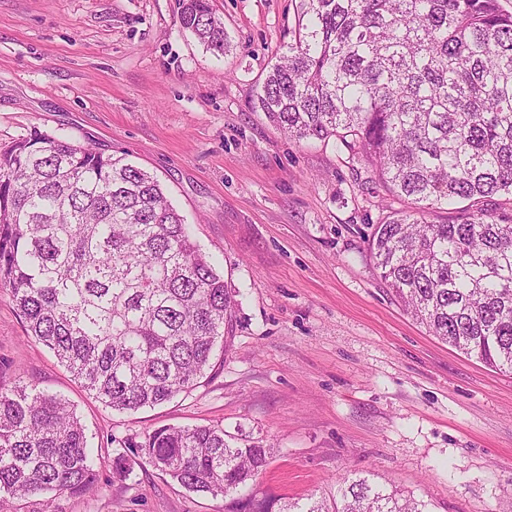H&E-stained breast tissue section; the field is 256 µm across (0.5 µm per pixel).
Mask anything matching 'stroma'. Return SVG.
Returning <instances> with one entry per match:
<instances>
[{"label":"stroma","instance_id":"stroma-1","mask_svg":"<svg viewBox=\"0 0 512 512\" xmlns=\"http://www.w3.org/2000/svg\"><path fill=\"white\" fill-rule=\"evenodd\" d=\"M182 0H0V146L39 131L126 155L154 174L238 305L228 349L171 402L119 413L28 336L0 289V386L73 404L98 482L55 512H224L149 466L124 479V441L220 425L272 445L260 488L331 497L387 482L430 512L512 505V373L487 368L393 299L366 237L406 201L335 141L289 139L253 107L283 53L295 0H210L230 42L206 50Z\"/></svg>","mask_w":512,"mask_h":512}]
</instances>
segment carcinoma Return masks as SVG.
I'll list each match as a JSON object with an SVG mask.
<instances>
[{
	"instance_id": "cac0c4a2",
	"label": "carcinoma",
	"mask_w": 512,
	"mask_h": 512,
	"mask_svg": "<svg viewBox=\"0 0 512 512\" xmlns=\"http://www.w3.org/2000/svg\"><path fill=\"white\" fill-rule=\"evenodd\" d=\"M180 27L229 47L209 0ZM288 50L257 108L289 137L333 139L411 201L374 225L379 278L429 333L512 372V224L482 203L512 197V14L498 0H298ZM465 203L452 223L426 213ZM0 288L38 343L105 406L136 411L195 387L224 352L236 300L156 176L124 156L35 132L0 148ZM131 456L224 512H429L366 477L306 502L258 495L271 456L219 426H168ZM95 460L74 406L33 383L0 390V500L82 496Z\"/></svg>"
}]
</instances>
